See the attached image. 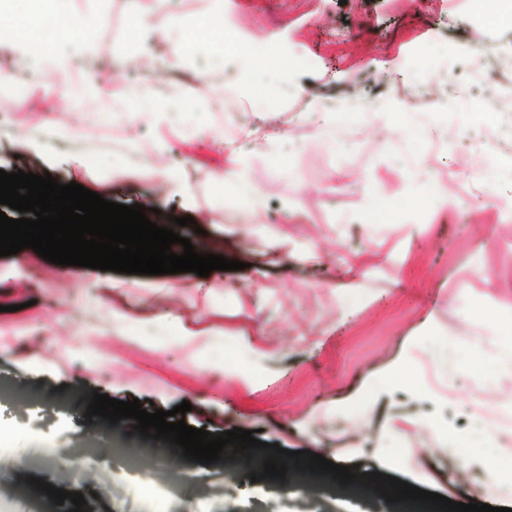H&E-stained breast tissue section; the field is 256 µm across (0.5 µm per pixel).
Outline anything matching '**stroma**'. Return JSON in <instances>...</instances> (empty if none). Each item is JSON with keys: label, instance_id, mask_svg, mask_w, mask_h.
I'll list each match as a JSON object with an SVG mask.
<instances>
[{"label": "stroma", "instance_id": "1", "mask_svg": "<svg viewBox=\"0 0 512 512\" xmlns=\"http://www.w3.org/2000/svg\"><path fill=\"white\" fill-rule=\"evenodd\" d=\"M108 16L93 57L82 33L65 35L84 74L111 75L105 100L53 69L26 90L0 92V169L49 173L102 198L191 216L179 228L198 252L243 262L237 271L134 275L60 266L28 253L0 257V388L35 391L41 412L5 416L0 502L20 499L17 460L77 434L100 447L152 455L130 419L85 418L68 391L98 392L142 406H192L187 425L211 433L243 428L260 441L308 450L360 472H384L453 501L507 506L482 463L503 439V397L512 364L502 333L512 325V108L485 119L484 92L512 96V27L495 26L474 0H224V22L248 44L242 77L224 80L222 57L198 44L179 67L149 73L166 44L145 33L114 54L128 15L160 8L194 27L203 0H71ZM484 44L481 66L469 49ZM288 58V69L275 68ZM185 91L178 124L131 130L125 114L147 107L150 85ZM31 104L65 130L48 156L22 136ZM228 104L214 109L215 101ZM222 130L215 144L200 125ZM100 157L99 169L80 155ZM154 160L180 185L149 176L112 178L113 163ZM210 171H237L258 189L255 214L236 186L216 192ZM127 312L116 322L113 310ZM202 330L189 361L179 323ZM481 370H467L470 360ZM405 378L388 381L396 362ZM368 402H361V395ZM442 417L485 431L462 467L436 454ZM393 458L385 466V458ZM200 480L183 512H394L300 485L251 482L218 464L190 462Z\"/></svg>", "mask_w": 512, "mask_h": 512}]
</instances>
